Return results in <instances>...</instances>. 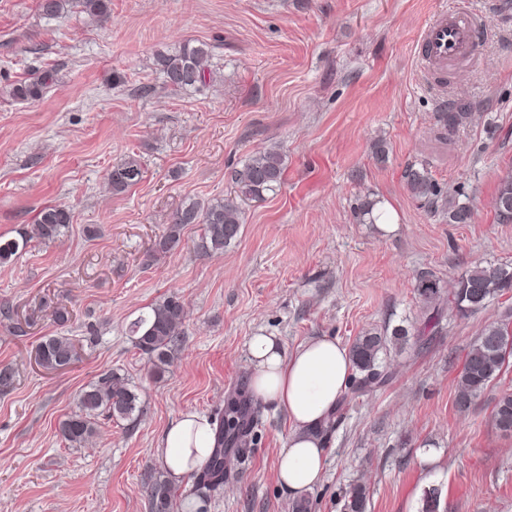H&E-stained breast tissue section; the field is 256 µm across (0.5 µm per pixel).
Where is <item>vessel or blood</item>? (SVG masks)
I'll return each instance as SVG.
<instances>
[{
	"instance_id": "vessel-or-blood-1",
	"label": "vessel or blood",
	"mask_w": 512,
	"mask_h": 512,
	"mask_svg": "<svg viewBox=\"0 0 512 512\" xmlns=\"http://www.w3.org/2000/svg\"><path fill=\"white\" fill-rule=\"evenodd\" d=\"M481 39L477 20L462 11L442 12L421 36L425 64L445 68L475 53Z\"/></svg>"
}]
</instances>
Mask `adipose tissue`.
I'll use <instances>...</instances> for the list:
<instances>
[{
    "instance_id": "adipose-tissue-1",
    "label": "adipose tissue",
    "mask_w": 512,
    "mask_h": 512,
    "mask_svg": "<svg viewBox=\"0 0 512 512\" xmlns=\"http://www.w3.org/2000/svg\"><path fill=\"white\" fill-rule=\"evenodd\" d=\"M252 363L249 391L275 406L288 419V445L279 451L276 479L280 488L298 498L311 491L323 474L324 439L320 424L334 410L353 375L348 348L320 336L295 350L275 336L258 334L247 344ZM213 450L209 419L187 412L165 429L159 453L171 479L179 481L198 470Z\"/></svg>"
}]
</instances>
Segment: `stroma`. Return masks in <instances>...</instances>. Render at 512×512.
Returning <instances> with one entry per match:
<instances>
[{"label": "stroma", "mask_w": 512, "mask_h": 512, "mask_svg": "<svg viewBox=\"0 0 512 512\" xmlns=\"http://www.w3.org/2000/svg\"><path fill=\"white\" fill-rule=\"evenodd\" d=\"M457 7L489 32L440 90L420 70L419 42L435 15ZM188 39L212 45L216 81L174 91L155 56ZM46 72L40 99L13 97ZM459 100L472 117L451 132L438 115ZM273 143L287 156L283 182L245 203L223 253L198 252L203 227L190 224L177 248L151 256L173 210L229 195L232 172ZM131 157L141 181L111 194L107 173ZM414 162L473 205L472 223H449L410 195L402 171ZM510 169L512 0H111L103 23L0 0V237H16L46 205L72 214L63 237L32 240L0 264V305L24 329L0 323V364L16 372L0 388V512H150L164 430L247 389L251 336H280L290 351L317 336L349 346L365 329L411 324L418 273L450 285L474 264H512V224L496 223L492 207ZM365 197L388 223L359 222ZM174 292L187 306L185 341L156 377L128 327ZM59 307L70 313L63 326ZM505 319L512 292L476 315L446 311L438 333L388 352L387 386H348L322 479L305 495L311 512H342L355 484L369 489L367 512H422L432 489L437 512H512V436L491 417L512 369L468 410L455 405L480 328ZM55 335L80 343L64 371L36 362ZM106 368L141 413L100 420L89 443L70 446L58 424ZM262 413L248 455L228 457L222 489L201 497L176 482L170 512L198 501L205 512H293L275 474L288 421L269 405Z\"/></svg>", "instance_id": "stroma-1"}]
</instances>
